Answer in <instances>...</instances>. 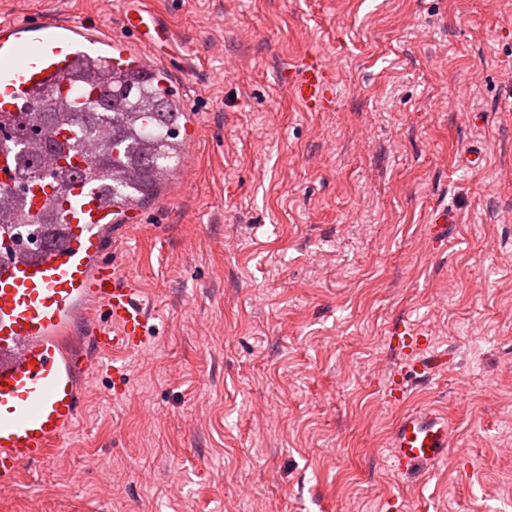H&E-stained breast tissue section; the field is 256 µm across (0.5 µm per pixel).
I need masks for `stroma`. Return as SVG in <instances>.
<instances>
[{
    "label": "stroma",
    "instance_id": "obj_1",
    "mask_svg": "<svg viewBox=\"0 0 512 512\" xmlns=\"http://www.w3.org/2000/svg\"><path fill=\"white\" fill-rule=\"evenodd\" d=\"M4 2L115 34L125 7ZM142 2L174 33L194 175L111 239L151 313L127 393L90 379L0 512H512V0ZM309 52L334 111L289 95ZM403 323L446 362L396 399ZM424 405L455 441L410 482L389 433ZM458 223L459 219L457 212L448 204L437 207L431 214L430 224H434V227L438 228V233L442 236L440 241H446L448 238V235L445 234L448 231L447 224Z\"/></svg>",
    "mask_w": 512,
    "mask_h": 512
}]
</instances>
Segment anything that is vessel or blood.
I'll return each mask as SVG.
<instances>
[{"instance_id": "vessel-or-blood-1", "label": "vessel or blood", "mask_w": 512, "mask_h": 512, "mask_svg": "<svg viewBox=\"0 0 512 512\" xmlns=\"http://www.w3.org/2000/svg\"><path fill=\"white\" fill-rule=\"evenodd\" d=\"M172 34L158 15L140 5L121 14V33L111 35L99 19L61 21L55 14L0 20V113L30 111L34 95L67 97L80 65L105 69L131 62L147 77L168 61L157 40ZM336 76L315 55H305L288 71L294 100L311 112L335 107ZM63 156L56 162L69 179L64 189L51 183L29 186L24 202L32 216L55 206L61 216L60 245L32 250L0 226V488L14 487L26 468L58 448L82 405L81 376L101 369L111 352L138 350L146 341L147 309L140 285L106 255L112 210L102 203L88 177L90 160L67 130L55 135ZM83 328L82 349L70 345ZM397 346L414 361L410 371L423 378L439 364L424 354L412 329L400 327ZM454 440L448 416L432 408L405 411L390 441L395 471L419 478L441 461Z\"/></svg>"}]
</instances>
